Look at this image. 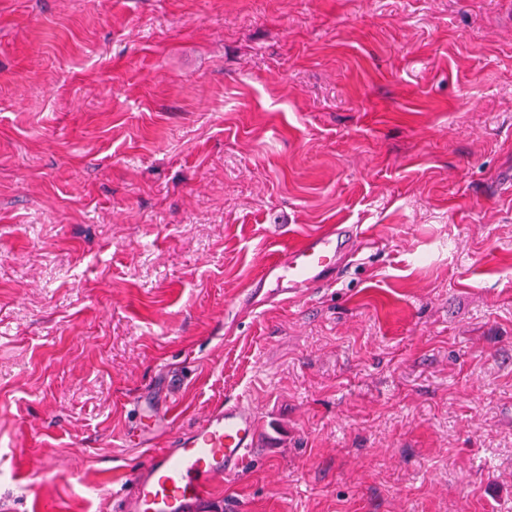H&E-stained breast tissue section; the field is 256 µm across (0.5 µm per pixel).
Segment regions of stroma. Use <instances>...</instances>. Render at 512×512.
Segmentation results:
<instances>
[{"label": "stroma", "instance_id": "obj_1", "mask_svg": "<svg viewBox=\"0 0 512 512\" xmlns=\"http://www.w3.org/2000/svg\"><path fill=\"white\" fill-rule=\"evenodd\" d=\"M511 177L512 0H0V512H121L240 397L223 512H512ZM358 235L355 224H331L285 247L263 266L247 300L258 294L252 304L263 303L265 300H257L263 290L265 299L288 300L329 286L340 274L341 258L356 253Z\"/></svg>", "mask_w": 512, "mask_h": 512}]
</instances>
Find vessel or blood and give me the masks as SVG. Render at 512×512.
I'll use <instances>...</instances> for the list:
<instances>
[{
  "label": "vessel or blood",
  "instance_id": "vessel-or-blood-1",
  "mask_svg": "<svg viewBox=\"0 0 512 512\" xmlns=\"http://www.w3.org/2000/svg\"><path fill=\"white\" fill-rule=\"evenodd\" d=\"M358 227L332 224L281 250L262 268L252 293L288 300L329 286L341 258L357 251ZM254 405L238 400L207 412L192 429L176 431L169 448L148 455L133 476L124 512H222L218 479L241 474L256 447Z\"/></svg>",
  "mask_w": 512,
  "mask_h": 512
}]
</instances>
